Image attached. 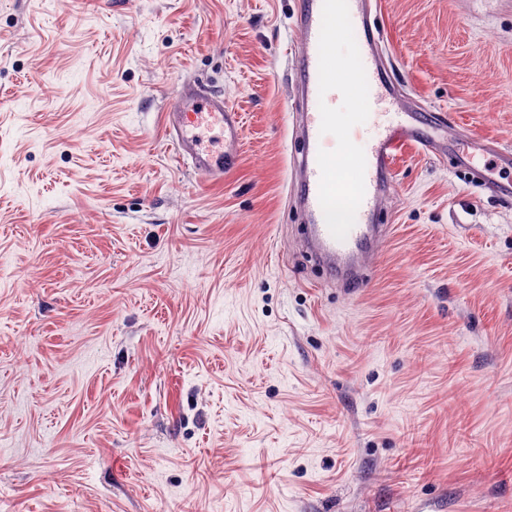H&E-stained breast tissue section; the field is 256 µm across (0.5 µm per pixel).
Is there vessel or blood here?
<instances>
[{"mask_svg":"<svg viewBox=\"0 0 512 512\" xmlns=\"http://www.w3.org/2000/svg\"><path fill=\"white\" fill-rule=\"evenodd\" d=\"M297 27L299 50L294 69L299 82L297 110L301 122L296 131L299 171V205L310 257L340 275L346 285L365 282L362 261L381 249L387 225L379 220V204L390 186L392 161L402 146H411L434 158L454 157L494 194L512 196V187L487 180L475 166V154L489 155L502 166L512 167V150L477 137L470 150L457 152L448 125L436 112L411 107L400 99L399 84L381 57V34L373 17L372 0H299ZM341 18L362 36L356 67L363 78L367 110L391 105L395 122L375 125L357 166L346 169L329 149V135L336 127V81L329 59V23ZM166 126L179 159L196 172L219 178L232 170L238 156L233 147L242 137L237 112L222 96L203 85H182L165 114ZM207 127L223 140V149L203 146L196 130ZM348 202V223L334 221L336 205Z\"/></svg>","mask_w":512,"mask_h":512,"instance_id":"b4317fda","label":"vessel or blood"}]
</instances>
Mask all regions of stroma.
<instances>
[{"label": "stroma", "mask_w": 512, "mask_h": 512, "mask_svg": "<svg viewBox=\"0 0 512 512\" xmlns=\"http://www.w3.org/2000/svg\"><path fill=\"white\" fill-rule=\"evenodd\" d=\"M376 18L413 101L512 149V0ZM299 41L296 0H0V512H512V197L403 148L342 287L291 199ZM188 81L241 118L219 181L165 134Z\"/></svg>", "instance_id": "stroma-1"}]
</instances>
